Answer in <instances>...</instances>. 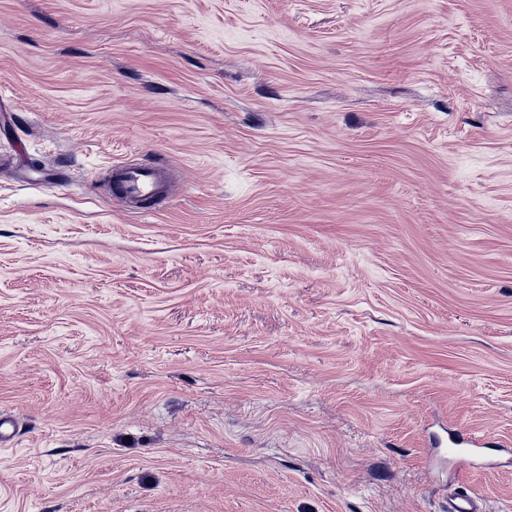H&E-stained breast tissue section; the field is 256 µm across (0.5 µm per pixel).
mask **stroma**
<instances>
[{"instance_id":"stroma-1","label":"stroma","mask_w":512,"mask_h":512,"mask_svg":"<svg viewBox=\"0 0 512 512\" xmlns=\"http://www.w3.org/2000/svg\"><path fill=\"white\" fill-rule=\"evenodd\" d=\"M0 156V512H512V0H0ZM112 194L134 207L151 203L164 195L166 170L141 163H113L109 169ZM486 439L484 434L468 433L462 436H451L448 439V453L466 457L470 455L476 448L466 446H479ZM445 512H486V509L480 495L464 492L448 498Z\"/></svg>"}]
</instances>
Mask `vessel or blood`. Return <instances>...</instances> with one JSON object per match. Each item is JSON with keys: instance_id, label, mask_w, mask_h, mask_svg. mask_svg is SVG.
Here are the masks:
<instances>
[{"instance_id": "vessel-or-blood-1", "label": "vessel or blood", "mask_w": 512, "mask_h": 512, "mask_svg": "<svg viewBox=\"0 0 512 512\" xmlns=\"http://www.w3.org/2000/svg\"><path fill=\"white\" fill-rule=\"evenodd\" d=\"M108 172L113 195L132 206L153 202L164 194L167 173L159 167L115 163ZM445 512H486V509L480 495L464 492L449 498Z\"/></svg>"}]
</instances>
